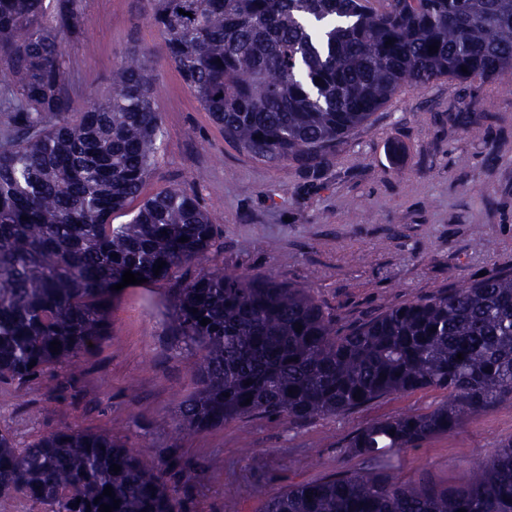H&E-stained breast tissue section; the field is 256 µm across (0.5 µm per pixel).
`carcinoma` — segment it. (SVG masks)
<instances>
[{
  "mask_svg": "<svg viewBox=\"0 0 512 512\" xmlns=\"http://www.w3.org/2000/svg\"><path fill=\"white\" fill-rule=\"evenodd\" d=\"M380 2L144 0V10L224 138L313 172L403 90L512 71V0ZM88 24L79 0H0V380L76 372L111 333L123 272L165 281L196 266L169 289L173 336L199 353L178 437L448 391L429 412L359 429L347 447L372 467L290 485L263 512H512V439L449 489L401 483L389 463L512 397V268L338 326L303 288L202 266L219 243L196 196L172 187L140 199L161 129L146 58L122 56L112 91L81 112L67 94L62 39ZM136 200L128 223H112ZM16 498L47 512H101L115 499L112 512H185L177 486L108 430L61 427L26 448L0 432V501Z\"/></svg>",
  "mask_w": 512,
  "mask_h": 512,
  "instance_id": "cac0c4a2",
  "label": "carcinoma"
}]
</instances>
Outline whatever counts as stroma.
Here are the masks:
<instances>
[{"label": "stroma", "instance_id": "stroma-1", "mask_svg": "<svg viewBox=\"0 0 512 512\" xmlns=\"http://www.w3.org/2000/svg\"><path fill=\"white\" fill-rule=\"evenodd\" d=\"M91 23L67 38L68 94L76 106L108 95L121 55H146L161 87L160 160L144 193L179 187L210 211L221 248L208 267L276 277L306 289L338 324L512 267V75L409 90L349 133L316 173L270 166L225 140L164 58L143 0H80ZM166 282L122 288L108 338L71 373L0 383V431L26 447L59 427L111 429L152 465L193 468L190 512H260L283 487L366 461L345 444L359 428L441 405L434 389L390 396L303 422L248 417L176 437L195 350L169 330ZM57 384L48 392L47 383ZM512 439V399L469 415L451 435L395 459L398 481L451 487Z\"/></svg>", "mask_w": 512, "mask_h": 512}]
</instances>
